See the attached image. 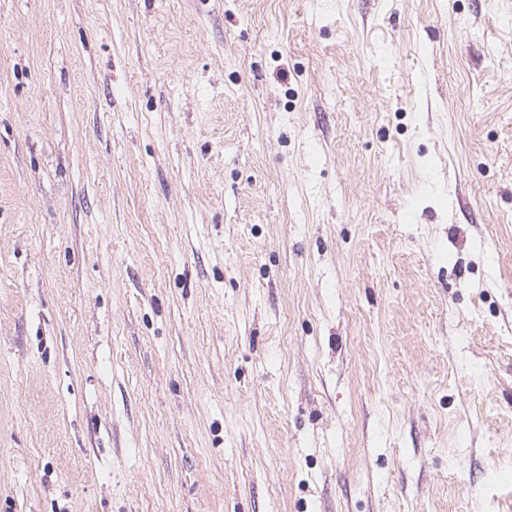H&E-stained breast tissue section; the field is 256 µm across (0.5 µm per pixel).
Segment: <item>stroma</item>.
Listing matches in <instances>:
<instances>
[{
	"instance_id": "35a3bbf8",
	"label": "stroma",
	"mask_w": 512,
	"mask_h": 512,
	"mask_svg": "<svg viewBox=\"0 0 512 512\" xmlns=\"http://www.w3.org/2000/svg\"><path fill=\"white\" fill-rule=\"evenodd\" d=\"M0 512H512V0H0Z\"/></svg>"
}]
</instances>
